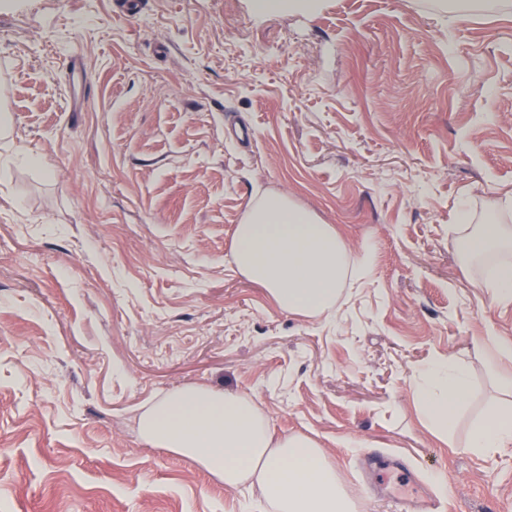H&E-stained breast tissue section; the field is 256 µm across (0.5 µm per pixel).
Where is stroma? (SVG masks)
<instances>
[{"mask_svg":"<svg viewBox=\"0 0 512 512\" xmlns=\"http://www.w3.org/2000/svg\"><path fill=\"white\" fill-rule=\"evenodd\" d=\"M0 512H240L243 496L136 429L178 387L254 397L317 439L360 512L433 489L439 512H512V452L465 451L500 395L485 364L512 304L451 226L512 225V15L432 0H0ZM249 125V143L233 134ZM281 194L375 247L332 320L235 269L236 224ZM465 364L440 438L410 379ZM402 457L411 480L366 471ZM253 7L259 13L288 11L317 12L322 5L321 0H254Z\"/></svg>","mask_w":512,"mask_h":512,"instance_id":"stroma-1","label":"stroma"}]
</instances>
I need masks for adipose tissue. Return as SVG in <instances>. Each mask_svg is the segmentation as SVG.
Returning <instances> with one entry per match:
<instances>
[{"label": "adipose tissue", "instance_id": "adipose-tissue-1", "mask_svg": "<svg viewBox=\"0 0 512 512\" xmlns=\"http://www.w3.org/2000/svg\"><path fill=\"white\" fill-rule=\"evenodd\" d=\"M460 251L472 260L512 252V226L472 225L467 207L454 215ZM231 251L238 272L261 285L284 311L305 319L334 314L353 271L373 262L372 247L352 255L335 225L284 195H262L236 225ZM495 372L506 406L488 409L470 429L467 449L512 447V374ZM421 415L440 435L455 426L469 392L466 367L454 358L430 360L413 378ZM139 436L156 448L189 458L222 482L260 500L266 512H358L318 442L305 434L274 436L253 397L221 387L186 385L142 405Z\"/></svg>", "mask_w": 512, "mask_h": 512}]
</instances>
